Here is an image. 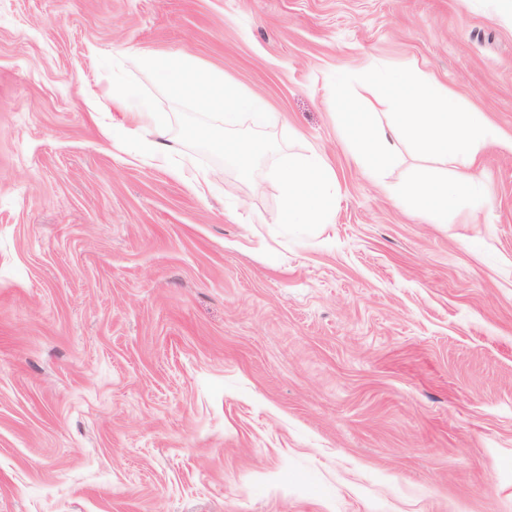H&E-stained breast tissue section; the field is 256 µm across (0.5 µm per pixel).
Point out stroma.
<instances>
[{"mask_svg":"<svg viewBox=\"0 0 512 512\" xmlns=\"http://www.w3.org/2000/svg\"><path fill=\"white\" fill-rule=\"evenodd\" d=\"M143 54L263 97L331 220L278 231L270 155L140 158L100 60ZM369 64L512 136V0H0V512H512V150L411 208L444 165L364 172L334 108ZM180 173L192 186H196L202 192L210 190L220 175L219 171H200L192 166L191 163L182 164L180 166Z\"/></svg>","mask_w":512,"mask_h":512,"instance_id":"35a3bbf8","label":"stroma"}]
</instances>
